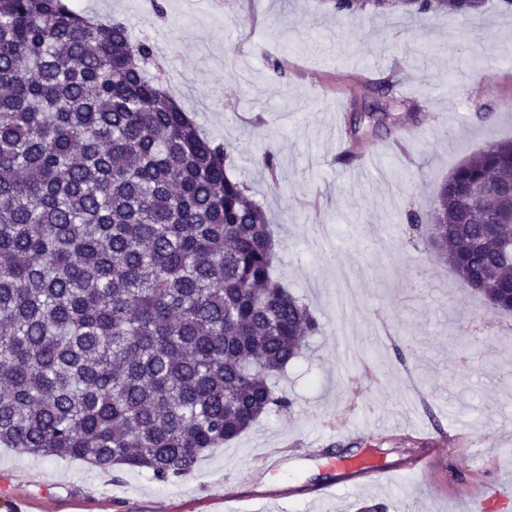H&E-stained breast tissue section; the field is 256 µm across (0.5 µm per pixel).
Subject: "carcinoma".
Segmentation results:
<instances>
[{"label": "carcinoma", "mask_w": 512, "mask_h": 512, "mask_svg": "<svg viewBox=\"0 0 512 512\" xmlns=\"http://www.w3.org/2000/svg\"><path fill=\"white\" fill-rule=\"evenodd\" d=\"M484 0H335L448 19ZM153 48L70 0H0V448L190 473L270 406L315 317L273 275L262 207L146 70ZM431 241L512 313V139L437 191Z\"/></svg>", "instance_id": "carcinoma-1"}]
</instances>
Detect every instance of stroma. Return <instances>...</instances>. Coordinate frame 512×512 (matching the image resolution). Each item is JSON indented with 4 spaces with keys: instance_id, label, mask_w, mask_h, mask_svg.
<instances>
[{
    "instance_id": "35a3bbf8",
    "label": "stroma",
    "mask_w": 512,
    "mask_h": 512,
    "mask_svg": "<svg viewBox=\"0 0 512 512\" xmlns=\"http://www.w3.org/2000/svg\"><path fill=\"white\" fill-rule=\"evenodd\" d=\"M86 15L123 18L146 38L152 70L203 132L234 145L232 172L263 207L279 246L274 275L319 323L305 354L276 374L293 402L271 409L238 439L212 449L171 484L148 472H104L76 459L0 448V512H213L224 494L261 512H471L487 480L512 485V315L472 292L408 229L438 186L479 153L488 133L512 138V10L485 0L465 19L394 10L339 19L334 0H74ZM397 72L396 94L415 103L404 124L351 134L355 114L385 106L364 85ZM368 154L366 172L339 143ZM272 153L275 177L256 162ZM408 347L399 360L395 345ZM368 360L379 382L346 433L325 423L344 410L348 374ZM466 427L430 474L409 466L416 433ZM285 449L276 484L264 453ZM368 457L380 484L327 464ZM332 484L335 496L311 500Z\"/></svg>"
}]
</instances>
